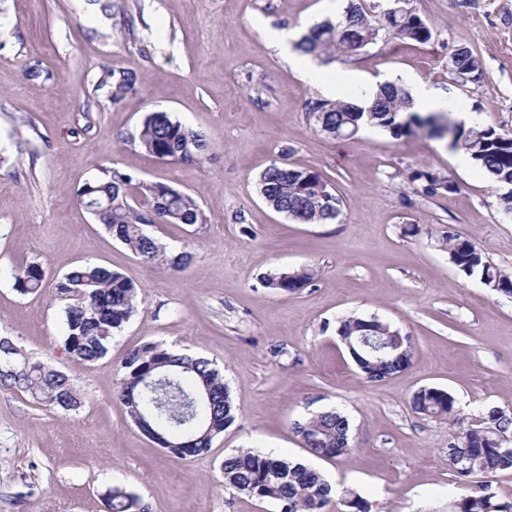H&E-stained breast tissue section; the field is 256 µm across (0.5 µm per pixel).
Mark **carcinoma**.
<instances>
[{
	"mask_svg": "<svg viewBox=\"0 0 512 512\" xmlns=\"http://www.w3.org/2000/svg\"><path fill=\"white\" fill-rule=\"evenodd\" d=\"M412 40L426 44L432 33L415 9L395 15L366 10L361 3H348L343 14L332 21L313 23L295 48L322 62L359 52L358 45H369L378 37ZM448 77L458 85L479 86L485 81L481 60L467 48H457L448 56ZM136 74L131 69H110L100 85L112 88L118 100L133 89ZM307 112L319 131L333 139L349 138L364 128L389 132L393 137L416 129L435 138L448 131V148L461 151L494 182L512 186V133L490 125L448 128V116L430 113L422 116L412 111L409 93L397 83L378 85L368 104L351 101L316 99L308 103ZM127 142L158 160L195 162L205 151L200 136L169 113L151 112ZM413 180L423 182L422 193L434 196L452 191V184L432 172L417 171ZM258 192L276 212L299 224H330L342 214V199L336 198L334 209L323 205L318 189L331 183L315 169L300 167L282 158L273 162L259 176ZM98 204L91 212L104 230L147 263L182 268L192 254L168 252L148 227L159 224L194 226L207 223L199 201L192 194L160 182H147L119 170L106 171L86 182L80 191V203ZM442 246L451 262L468 276H478L494 291L512 295V275L491 265L476 244L459 234L442 237ZM308 269L279 271L263 278L265 287L279 292H295L312 280ZM16 288L23 293L42 287L44 271L30 263L13 273ZM54 298L61 305L66 329L64 346L72 360L90 365L104 359L112 342L125 324L137 313L138 290L117 270L85 264L54 282ZM395 332L377 315L351 314L341 318L337 335L368 341L385 339ZM19 350L8 339L0 340V377L29 392L39 402L77 411L83 396L65 373L26 361H18ZM412 357H372L355 364L359 374L370 382H379L405 371ZM124 377L119 401L131 421L142 415L155 432L172 442L186 434L197 438L190 452L174 451L181 458L195 457L211 451L214 439L236 417V407L224 377L214 361L145 343L129 351L123 362ZM153 369L169 374L172 383L163 388L143 387L142 375ZM415 413L446 420L453 427L448 440V465L462 483L475 475L512 470V446L503 437L512 435V416L497 410L483 411L474 421L458 413L455 400L448 392L435 387H421L410 397ZM296 434L307 451L317 457L334 459L346 455L350 448V420L337 409L323 410L294 423ZM224 487L251 499L282 505V512H323L335 490L323 474L292 459L274 457L255 450H241L224 458L221 465ZM111 512H144L139 498L115 486L109 493ZM448 512H512L511 503H502L494 495L470 491L448 504Z\"/></svg>",
	"mask_w": 512,
	"mask_h": 512,
	"instance_id": "cac0c4a2",
	"label": "carcinoma"
}]
</instances>
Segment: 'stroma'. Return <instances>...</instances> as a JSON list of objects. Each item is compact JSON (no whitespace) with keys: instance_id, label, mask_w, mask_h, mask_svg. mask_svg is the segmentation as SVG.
<instances>
[{"instance_id":"stroma-1","label":"stroma","mask_w":512,"mask_h":512,"mask_svg":"<svg viewBox=\"0 0 512 512\" xmlns=\"http://www.w3.org/2000/svg\"><path fill=\"white\" fill-rule=\"evenodd\" d=\"M108 2L104 12L91 0H0V337L70 375L86 396L65 412L0 380V512H110L115 485L147 512H281L223 488L221 464L240 448L320 470L338 491L325 512H348L345 490L368 512H448L475 489L512 502L511 470L460 485L447 421L409 404L427 386L450 393L462 414L512 415V297L460 272L441 246L443 232L457 233L512 271V216L498 209L499 186L446 140L381 129L332 139L306 112L308 100L348 98L347 76L361 73L373 87L421 80L480 124L512 132V0H413L431 41L381 38L324 64L329 94L303 81L270 35L301 38L348 0ZM459 47L480 57L481 86L449 79ZM111 68L137 75L117 103L100 84ZM154 111L203 136L199 161L162 162L128 143ZM283 157L331 180L339 220L298 224L262 199L257 179ZM112 168L199 199L206 224L154 231L166 246H187L188 266L136 258L81 206V187ZM416 170L439 173L454 191L417 194ZM32 262L45 279L24 294L12 272ZM88 262L120 271L141 305L107 358L77 365L53 283ZM304 267L314 276L297 291L262 282ZM351 313L410 336V367L378 383L358 375L336 335ZM148 342L223 369L238 416L208 455L178 458L126 419L121 363ZM329 408L349 416L352 445L331 460L309 455L293 429Z\"/></svg>"}]
</instances>
